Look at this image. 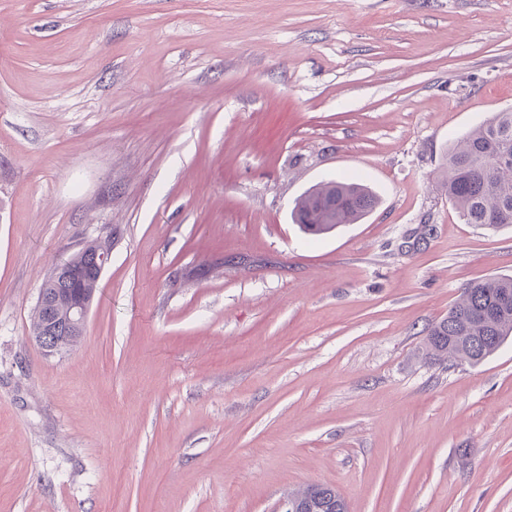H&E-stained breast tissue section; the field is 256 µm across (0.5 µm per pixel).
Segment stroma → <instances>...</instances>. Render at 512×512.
<instances>
[{
    "instance_id": "obj_1",
    "label": "stroma",
    "mask_w": 512,
    "mask_h": 512,
    "mask_svg": "<svg viewBox=\"0 0 512 512\" xmlns=\"http://www.w3.org/2000/svg\"><path fill=\"white\" fill-rule=\"evenodd\" d=\"M506 108L512 0H0V512H512V340H426L512 276L438 182ZM340 175L378 206L305 235ZM106 235L45 356L44 279ZM111 254L108 237L85 241L69 260L52 269L49 276L53 288L49 281L43 282L34 308L32 335L46 355L62 354L84 335Z\"/></svg>"
}]
</instances>
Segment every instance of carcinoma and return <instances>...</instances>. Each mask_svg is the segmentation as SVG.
Returning <instances> with one entry per match:
<instances>
[{
  "label": "carcinoma",
  "mask_w": 512,
  "mask_h": 512,
  "mask_svg": "<svg viewBox=\"0 0 512 512\" xmlns=\"http://www.w3.org/2000/svg\"><path fill=\"white\" fill-rule=\"evenodd\" d=\"M448 199L468 224L499 230L512 226V110L494 116L461 135L441 172ZM379 203L360 180L336 178L308 189L296 201L293 220L302 231L321 236L365 219ZM512 277L469 285L448 317L433 326L427 345L450 360L477 365L512 336Z\"/></svg>",
  "instance_id": "obj_1"
}]
</instances>
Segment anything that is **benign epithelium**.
<instances>
[{
    "label": "benign epithelium",
    "instance_id": "obj_1",
    "mask_svg": "<svg viewBox=\"0 0 512 512\" xmlns=\"http://www.w3.org/2000/svg\"><path fill=\"white\" fill-rule=\"evenodd\" d=\"M111 254L110 241L99 237L81 243L69 260L52 269V287L40 289L32 320V335L45 354H61L84 335ZM314 496L315 490L308 488L289 501L287 512H302Z\"/></svg>",
    "mask_w": 512,
    "mask_h": 512
}]
</instances>
